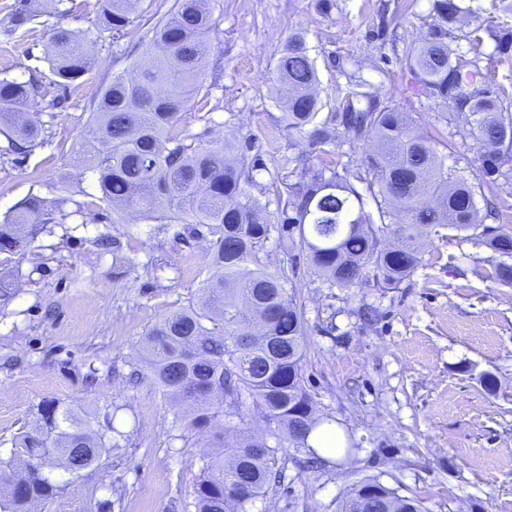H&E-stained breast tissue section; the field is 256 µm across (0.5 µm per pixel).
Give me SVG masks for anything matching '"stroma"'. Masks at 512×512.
Here are the masks:
<instances>
[{
    "mask_svg": "<svg viewBox=\"0 0 512 512\" xmlns=\"http://www.w3.org/2000/svg\"><path fill=\"white\" fill-rule=\"evenodd\" d=\"M15 0H0V78L49 81L45 48L53 25L81 33L97 21L99 0H76L59 19L46 15L12 31ZM206 68L182 125L207 139L254 140L269 168L306 151L279 118L273 68L296 31L306 38L322 100L361 70L371 89L410 112L424 129L447 112L421 94L405 58L435 18L431 0H213ZM140 28L120 40L85 43L88 73L63 91L49 142L23 163L0 156V219L30 194L68 195L87 205L89 224H64L24 252L0 255V479L9 477L12 437L38 404L55 398L113 419L119 450L84 473L44 512H196L194 486L208 450L188 437L150 380L132 384L137 345L164 315L188 305L202 285L206 244L171 247L167 233L92 196L82 143L91 105L114 74L147 64ZM106 233L118 253L93 243ZM135 258L127 270L116 255ZM286 268L307 329L305 385L317 414L342 432L341 457L303 468V453L282 449L284 479L251 512H338L358 481L372 477L425 512H512V285L489 272L499 257L481 241L444 227L422 245L401 288L365 282L329 287L300 251L273 249ZM496 376L489 391L483 374Z\"/></svg>",
    "mask_w": 512,
    "mask_h": 512,
    "instance_id": "stroma-1",
    "label": "stroma"
}]
</instances>
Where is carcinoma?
Masks as SVG:
<instances>
[{
    "label": "carcinoma",
    "mask_w": 512,
    "mask_h": 512,
    "mask_svg": "<svg viewBox=\"0 0 512 512\" xmlns=\"http://www.w3.org/2000/svg\"><path fill=\"white\" fill-rule=\"evenodd\" d=\"M140 0H99L100 26L77 37L58 27L46 53L52 78L0 79V131L6 151L23 162L47 143L46 122L28 111L38 94L67 89L90 68L83 43L103 32L118 39L137 23ZM462 0H433L436 19L425 41L408 52L407 64L420 91L449 109L453 130L420 132L409 113L363 90L366 81L349 75L348 90L335 111L316 91L319 78L304 35L290 34L273 69L286 93L284 130L307 142L309 155L286 156L272 184L275 200L258 186L253 142L237 145L202 141L181 128L191 88L205 64L204 40L212 26L211 0H175L174 13L141 35L151 65L138 64L113 76L93 105L94 136L83 145L86 170L99 199L140 213L172 233L178 245L209 243L199 296L163 316L144 336L135 372L151 378L162 393L197 406L188 428L200 433L239 416L252 403L275 429L247 434L223 455L204 461L194 486L197 512H250L281 478L278 453L289 447L316 455L313 430L332 419L316 415L303 376L306 326L288 272L270 270L268 243L307 253L316 273L331 286L352 288L370 278L395 289L421 261L419 236L436 226L482 229V243L512 257V234L490 233L478 218L475 189L463 177L448 176L454 138H471L482 150L476 162L486 216L498 220L509 208L499 198L500 181L512 180V96L495 82L492 63L481 64L485 38L495 54L512 53V30L475 26L460 35L455 25L469 8ZM40 15L34 0H17L10 24L18 30ZM371 140L356 168L333 166L334 148ZM366 185L360 193L354 183ZM275 209H270L271 203ZM374 203L378 219L366 210ZM84 215V204L67 197L31 194L0 222V254H16L68 218ZM392 234L397 244L381 246ZM36 425L12 441L10 463L18 478L0 493L3 512H28L32 503H53L70 479L98 466L118 447L110 424L99 426L88 411L54 398L37 408ZM375 478L354 485L339 512H355V500Z\"/></svg>",
    "instance_id": "obj_1"
}]
</instances>
